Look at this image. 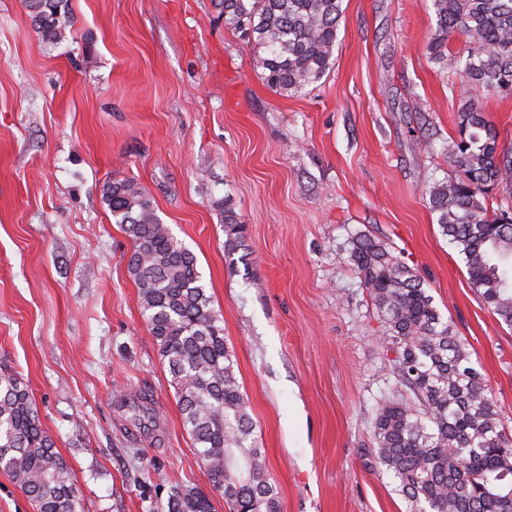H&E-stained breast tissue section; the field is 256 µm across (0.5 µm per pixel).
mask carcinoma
Returning a JSON list of instances; mask_svg holds the SVG:
<instances>
[{
    "label": "carcinoma",
    "mask_w": 512,
    "mask_h": 512,
    "mask_svg": "<svg viewBox=\"0 0 512 512\" xmlns=\"http://www.w3.org/2000/svg\"><path fill=\"white\" fill-rule=\"evenodd\" d=\"M62 0H25L47 41L64 37ZM224 26L252 41L267 86L300 94L332 67L342 0H213ZM436 37L469 40L448 73L475 93L512 96V0H432ZM457 175L436 184L429 205L443 235L463 255L468 280L497 319L512 328V209L489 213L492 188L512 185V151L474 98L459 112L458 140L448 151ZM115 223L132 242L128 271L160 355L167 362L185 429L211 487L241 512H279L275 486L252 438L249 405L238 383L224 327L211 307L194 254L172 235L150 194L130 178L103 186ZM224 252L245 248V225L224 211ZM350 260L383 323L395 383L372 423L378 463L391 471L410 512H512V438L465 342L443 320L420 275L387 244L351 237ZM130 424L146 429L157 413L145 397L128 399ZM0 469L35 512H85L66 460L39 423L28 387L0 373ZM168 512H214L210 498L176 486Z\"/></svg>",
    "instance_id": "carcinoma-1"
}]
</instances>
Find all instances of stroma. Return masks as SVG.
<instances>
[{"mask_svg":"<svg viewBox=\"0 0 512 512\" xmlns=\"http://www.w3.org/2000/svg\"><path fill=\"white\" fill-rule=\"evenodd\" d=\"M68 6L48 43L24 0H0V367L27 385L86 512H168L176 485L232 512L142 315L131 243L102 199L115 177L148 191L197 259L280 512H408L374 455L394 377L355 233L424 279L512 431V328L429 207L470 96L429 57L432 0H343L333 65L300 96L268 88L212 0ZM225 207L245 259L224 252ZM141 392L158 411L144 431L120 405Z\"/></svg>","mask_w":512,"mask_h":512,"instance_id":"1","label":"stroma"}]
</instances>
